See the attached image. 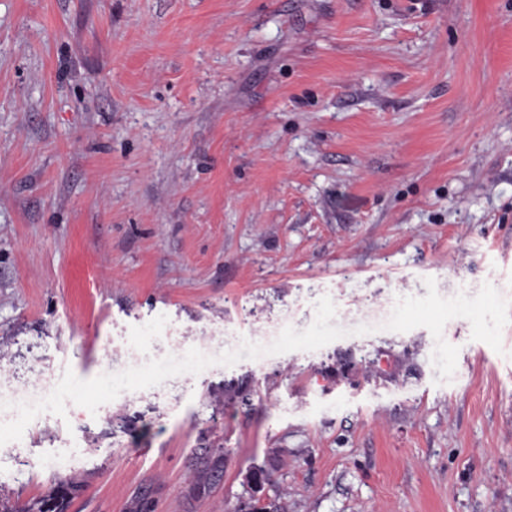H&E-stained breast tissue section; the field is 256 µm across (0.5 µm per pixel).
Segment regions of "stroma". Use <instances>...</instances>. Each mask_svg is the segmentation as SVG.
Here are the masks:
<instances>
[{"label":"stroma","instance_id":"35a3bbf8","mask_svg":"<svg viewBox=\"0 0 512 512\" xmlns=\"http://www.w3.org/2000/svg\"><path fill=\"white\" fill-rule=\"evenodd\" d=\"M429 277L512 302V0H0V390L267 345L325 295L348 331L41 413L0 496L233 512L261 466L288 512H512V323L498 353L450 320L439 381L385 328ZM229 450L217 448H199L193 454L190 465L188 495L200 498L209 495L224 478ZM86 486L81 474H72L56 480L53 489L45 495L31 499L22 509L0 498V512H67L74 497ZM152 485L138 487L128 502V512H155L157 501Z\"/></svg>","mask_w":512,"mask_h":512}]
</instances>
